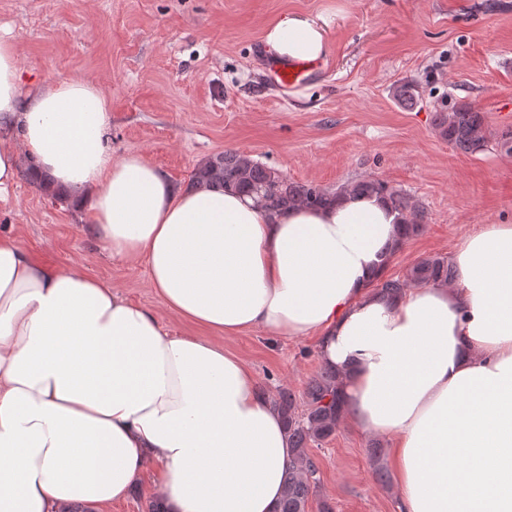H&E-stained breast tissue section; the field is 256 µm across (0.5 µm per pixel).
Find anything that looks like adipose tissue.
Segmentation results:
<instances>
[{
	"instance_id": "1",
	"label": "adipose tissue",
	"mask_w": 512,
	"mask_h": 512,
	"mask_svg": "<svg viewBox=\"0 0 512 512\" xmlns=\"http://www.w3.org/2000/svg\"><path fill=\"white\" fill-rule=\"evenodd\" d=\"M263 38L323 54L290 14ZM100 86L23 90L0 39V196L20 158L73 195L117 260H145L164 309L221 336H312L346 418L392 440L397 512H512V224L454 254L452 287L373 289L399 235L378 198L272 216L243 194L176 189L144 155L113 158ZM293 456L253 370L75 266L0 235V512H108L147 473L165 512H276Z\"/></svg>"
}]
</instances>
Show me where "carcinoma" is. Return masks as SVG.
Returning <instances> with one entry per match:
<instances>
[{"label": "carcinoma", "mask_w": 512, "mask_h": 512, "mask_svg": "<svg viewBox=\"0 0 512 512\" xmlns=\"http://www.w3.org/2000/svg\"><path fill=\"white\" fill-rule=\"evenodd\" d=\"M434 128L439 137L456 150L475 154L487 147L488 131L483 113L471 104L457 102L434 115ZM192 185L209 186L251 195L269 213L297 206L325 207L346 194L377 196L398 214L400 236L394 250L422 233L426 213L407 194L376 176L346 181L335 189L312 183H299L280 170L252 159L241 152L226 150L197 165ZM454 271L448 259L431 255L420 259L401 276L382 273L374 287L387 297H397L405 289L427 285H449ZM341 375L321 367L306 383L302 393L280 388L269 398L271 407L283 419L293 457L283 481L277 512H308V504L316 496L320 484V468L311 448L336 434L344 418ZM374 478L385 483L388 474L381 464V449H368Z\"/></svg>", "instance_id": "cac0c4a2"}]
</instances>
